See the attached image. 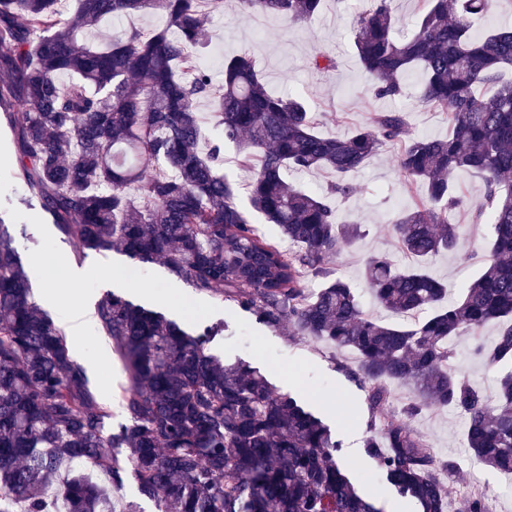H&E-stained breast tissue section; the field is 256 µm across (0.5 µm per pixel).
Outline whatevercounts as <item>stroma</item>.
<instances>
[{"label": "stroma", "mask_w": 512, "mask_h": 512, "mask_svg": "<svg viewBox=\"0 0 512 512\" xmlns=\"http://www.w3.org/2000/svg\"><path fill=\"white\" fill-rule=\"evenodd\" d=\"M366 6L367 0H323L314 18L293 22L255 14L243 16L236 0H221L210 10L205 31L207 47L201 61L214 86L219 87L224 83L225 57L250 55L268 91L304 99L320 131L329 136L350 135L355 126L370 122L375 113L401 111L408 117L411 134L446 137L445 118L421 106L416 98L419 74L407 76L404 92L398 98L376 95L353 50L355 19ZM321 49L335 56V68L314 67L312 57ZM398 154L397 146H386L352 175L356 193L336 202L339 220L360 224L362 235L333 256L329 268L333 276L355 288L365 310L373 314L379 308L361 277L363 262L368 256L385 254L404 263L390 232V220L396 212L414 206L418 198L416 189L397 170ZM17 170L14 133L0 121V221L12 233L15 249L35 278V288H44L47 277H54L58 300L50 312L56 320L70 314L73 304L72 285L65 274L50 271L55 257L67 254L70 261L84 267L82 292L96 303L111 291L102 278V266H119L124 282L121 296L163 312L192 334L207 325H220L221 333L208 345L210 354L227 363L245 360L276 389L291 393L330 427L341 448V458L367 474L366 494L382 508L395 498V491L387 485L376 462L364 453V442L372 433L371 413L367 386L351 371V353L335 351L286 328L273 330L260 325L231 302L199 291L186 279L175 276L162 262L143 263L114 251H79L57 231L38 201L29 199ZM454 221L464 226L463 239L454 251L430 258L428 269L446 280L451 296L457 298L483 268L493 229L490 224L475 222L472 211L465 207L455 211ZM70 345L79 362L95 356L100 359L89 381L111 411L107 427L126 422L121 393L127 379L108 340L95 330L71 337ZM452 348L462 374L486 394H495L497 374L472 355L469 337H455ZM413 426L439 456L456 462L458 471L449 485L454 498L468 495L472 484L478 482L492 496L494 512H512V482H505L503 473L470 455L462 415L451 408L432 409L415 418Z\"/></svg>", "instance_id": "stroma-1"}]
</instances>
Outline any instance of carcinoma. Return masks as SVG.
Returning a JSON list of instances; mask_svg holds the SVG:
<instances>
[{
    "label": "carcinoma",
    "instance_id": "cac0c4a2",
    "mask_svg": "<svg viewBox=\"0 0 512 512\" xmlns=\"http://www.w3.org/2000/svg\"><path fill=\"white\" fill-rule=\"evenodd\" d=\"M353 47L381 98L403 93L421 72V102L448 120L446 138L410 136L406 115L380 112L344 138L316 130L308 104L269 94L252 59H224L215 91L197 54L205 0H0V109L15 133L21 177L58 231L80 250H120L161 261L200 291L221 295L264 325L355 355L369 385L377 432L365 454L418 512H448L454 461L437 457L412 420L452 408L467 422L476 460L512 474V29L470 33L469 19L494 0H429L407 35L390 0H369ZM322 0H240L248 14L309 20ZM156 14L160 24L95 43L86 34L110 17ZM488 92L478 96L476 89ZM207 99L222 136L207 139L195 110ZM252 169L249 209L224 175V143ZM420 188L391 232L412 261L386 254L363 267L377 304L409 325L367 315L327 260L355 240L339 221L349 176L388 144ZM327 170L324 193L288 184L290 170ZM483 178L471 204L493 226L489 258L462 297L423 262L457 248L454 179ZM258 214L294 245L285 250L252 228ZM310 275L322 286L300 285ZM104 336L129 381L128 423L105 431L110 411L90 387L63 330L34 301L32 277L0 226V512H116L125 453L140 495L157 512H381L338 456L330 427L258 370L207 351L219 334L194 336L164 314L112 294L97 308ZM494 324L496 335L485 340ZM467 333L474 353L500 371L489 398L462 376L451 341ZM410 386L403 418L385 412L390 386ZM455 512H493L487 493Z\"/></svg>",
    "mask_w": 512,
    "mask_h": 512
}]
</instances>
